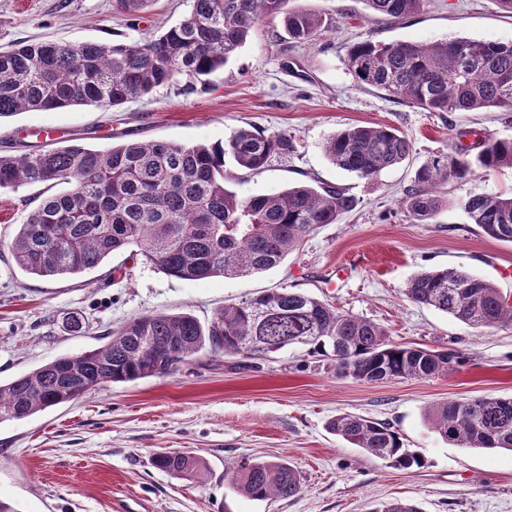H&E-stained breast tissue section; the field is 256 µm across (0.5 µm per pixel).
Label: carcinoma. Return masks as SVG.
Returning a JSON list of instances; mask_svg holds the SVG:
<instances>
[{
  "label": "carcinoma",
  "instance_id": "1",
  "mask_svg": "<svg viewBox=\"0 0 512 512\" xmlns=\"http://www.w3.org/2000/svg\"><path fill=\"white\" fill-rule=\"evenodd\" d=\"M287 0H192L176 26L144 41L32 42L0 51V119L20 112L95 105L117 107L153 94L185 76L202 81L224 68L253 27L281 14ZM382 17L404 18L425 0H364ZM283 15V14H281ZM288 38L307 43L321 16L283 15ZM346 67L360 86L428 112H512V43L464 37L431 43L354 44ZM479 151L457 143L416 172L401 200L415 221L432 220L444 206L437 188L474 169H512V137L486 136ZM294 150L285 133L239 129L220 143L125 142L107 150L71 144L19 156L0 154V190L66 184L61 195L29 212L8 245L12 263L45 279L81 274L112 253L135 246L167 275L190 281L267 271L321 224H334L358 200L338 185H299L242 197L225 187L224 159L262 169ZM338 169L373 179L405 161L412 142L383 126H353L324 144ZM469 223L491 238L512 242V196L472 195L460 201ZM411 301L472 328L512 327V304L494 284L453 268L425 271L405 289ZM300 345L327 357L336 371L375 383L446 374L459 351L396 344L387 330L300 291L283 288L216 310L202 323L187 313L150 312L128 321L92 351L56 358L0 384V421L21 420L80 396L62 373L85 379L84 391L172 374L202 353L243 359ZM425 420L460 448L512 451V398L482 396L436 403ZM329 429L389 466L412 471L424 459L390 424L343 413ZM154 465L176 479L196 475L202 462L162 452ZM242 496L263 501L302 491L299 472L278 460L246 459L230 477Z\"/></svg>",
  "mask_w": 512,
  "mask_h": 512
}]
</instances>
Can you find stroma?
<instances>
[{
	"label": "stroma",
	"mask_w": 512,
	"mask_h": 512,
	"mask_svg": "<svg viewBox=\"0 0 512 512\" xmlns=\"http://www.w3.org/2000/svg\"><path fill=\"white\" fill-rule=\"evenodd\" d=\"M319 14L312 42L289 40L281 19L258 24L234 59L208 82L180 78L118 107L71 106L0 120V153L21 155L48 141L107 149L124 140L213 144L247 128L293 136L295 150L253 173L226 159L228 189L241 196L320 182L359 201L323 224L276 267L244 277L179 280L123 249L97 269L62 279L29 275L11 263L8 244L28 213L49 196L44 185L0 193V382L64 356L96 349L113 330L148 312H212L267 290L311 294L382 325L391 340L458 350L464 362L445 375L362 383L302 348L245 360L202 355L173 374L110 384L22 420L0 422V500L16 512H369L394 499L420 512H512V453L465 449L426 422L431 404L481 396L512 398V328L473 329L415 304L413 276L455 268L495 282L512 300V243L470 224L460 199L512 194V170H477L441 184L444 207L428 223L401 205L429 159L474 132L512 136L502 112H426L358 86L345 59L363 39L391 43L449 37L512 42V14L495 0H426L400 20L372 18L363 0H288ZM191 0H153L142 16L116 0H0V47L18 42H119L150 38L183 20ZM391 126L413 143L409 158L365 180L337 169L323 145L349 126ZM53 137H45V128ZM85 321L67 329L69 316ZM391 423L424 459L404 471L331 433L336 415ZM188 452L207 469L189 480L152 464L154 454ZM295 466L303 490L253 501L225 481L244 459Z\"/></svg>",
	"instance_id": "35a3bbf8"
}]
</instances>
